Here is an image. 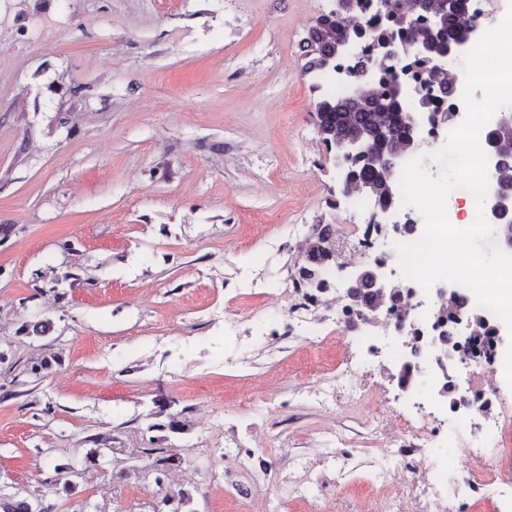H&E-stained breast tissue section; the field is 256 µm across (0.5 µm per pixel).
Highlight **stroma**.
Instances as JSON below:
<instances>
[{"mask_svg":"<svg viewBox=\"0 0 512 512\" xmlns=\"http://www.w3.org/2000/svg\"><path fill=\"white\" fill-rule=\"evenodd\" d=\"M333 6L0 0V492L49 512H374L409 444L485 447L512 408L504 384L487 416L436 405L431 431L400 432L388 351L279 300L295 225L367 221L299 49ZM304 320L319 347L272 333ZM341 360L362 398L332 395ZM447 512H512V465Z\"/></svg>","mask_w":512,"mask_h":512,"instance_id":"stroma-1","label":"stroma"}]
</instances>
